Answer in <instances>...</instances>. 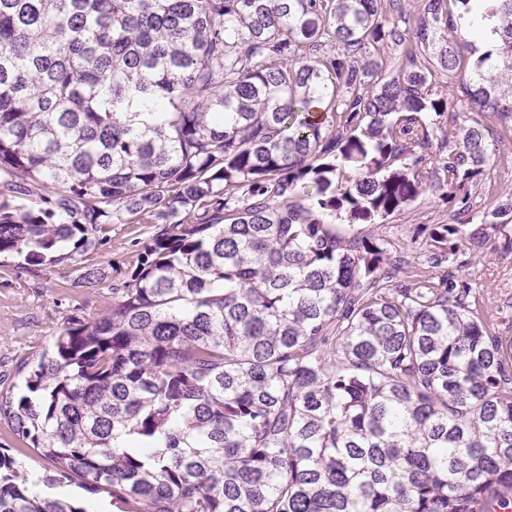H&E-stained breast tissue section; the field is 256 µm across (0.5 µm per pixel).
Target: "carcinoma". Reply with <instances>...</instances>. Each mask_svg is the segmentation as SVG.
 I'll list each match as a JSON object with an SVG mask.
<instances>
[{"label": "carcinoma", "mask_w": 512, "mask_h": 512, "mask_svg": "<svg viewBox=\"0 0 512 512\" xmlns=\"http://www.w3.org/2000/svg\"><path fill=\"white\" fill-rule=\"evenodd\" d=\"M397 2L0 0V255L96 288L106 225H159L0 392L53 468L0 446V512H89L41 483L118 512H512V338L418 262L511 246L512 197L403 265L356 229L439 190L472 209L488 129L437 132L512 126V0ZM485 22L479 54L458 31ZM59 495H66L79 498L85 507H90L91 510L95 512H104L108 508L112 510V512H116L117 510L112 507L110 503V498L108 497H97L94 499H88L85 494L76 486L71 485L64 488H56L53 489Z\"/></svg>", "instance_id": "cac0c4a2"}]
</instances>
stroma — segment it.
<instances>
[{
	"mask_svg": "<svg viewBox=\"0 0 512 512\" xmlns=\"http://www.w3.org/2000/svg\"><path fill=\"white\" fill-rule=\"evenodd\" d=\"M489 139L496 151L472 189L474 207L480 211L497 207L512 193V129L491 124ZM453 220L452 209L431 196L414 202L390 223L373 224L366 231L388 240L392 256L403 257L420 227ZM155 230L152 224L109 225L105 244L90 256L104 276L93 290L75 287L77 273L71 264L46 265L31 273L18 269L14 259H0V391L22 389L21 359L51 352L65 318L92 319L106 313L112 304L111 285L125 279L137 262V242ZM463 272L481 289L489 312L505 317L502 333L512 336V251L498 248L486 258H470Z\"/></svg>",
	"mask_w": 512,
	"mask_h": 512,
	"instance_id": "stroma-1",
	"label": "stroma"
}]
</instances>
